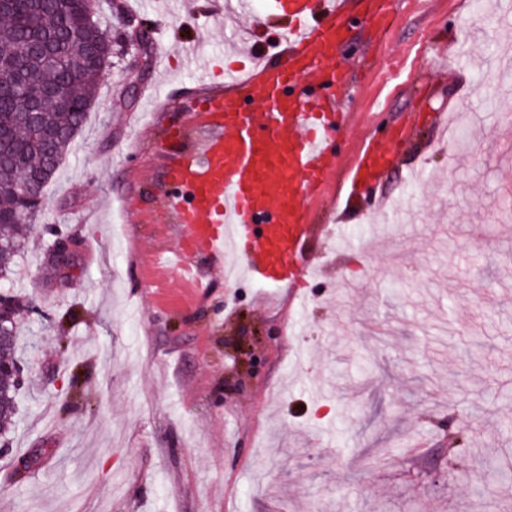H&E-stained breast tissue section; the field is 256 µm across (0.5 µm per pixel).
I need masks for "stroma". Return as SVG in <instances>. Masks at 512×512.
I'll use <instances>...</instances> for the list:
<instances>
[{
    "instance_id": "35a3bbf8",
    "label": "stroma",
    "mask_w": 512,
    "mask_h": 512,
    "mask_svg": "<svg viewBox=\"0 0 512 512\" xmlns=\"http://www.w3.org/2000/svg\"><path fill=\"white\" fill-rule=\"evenodd\" d=\"M107 19L118 63L45 192L11 285L25 365L18 423L0 457V512H512V84L493 99L478 65L512 60V8L393 0L379 37L355 0L339 51L352 160L368 138L394 163L376 187L337 172L347 251L313 238L306 288L197 278L157 262L180 242L151 164L183 127L196 78L224 58L221 0H118ZM144 57L129 55L137 26ZM454 108L457 140L433 115ZM81 242L68 274L46 259ZM467 446L448 458V414ZM392 449L390 467L375 462ZM26 461L21 482L11 476Z\"/></svg>"
}]
</instances>
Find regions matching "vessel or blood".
Returning a JSON list of instances; mask_svg holds the SVG:
<instances>
[{"instance_id":"1","label":"vessel or blood","mask_w":512,"mask_h":512,"mask_svg":"<svg viewBox=\"0 0 512 512\" xmlns=\"http://www.w3.org/2000/svg\"><path fill=\"white\" fill-rule=\"evenodd\" d=\"M349 0H262L259 18L278 23L279 50L251 71L215 67L199 82L197 136L168 161L164 209L179 226L178 262L199 253L268 288H295L312 276L307 245L316 232L309 204L336 169L335 141L349 130L338 109L351 74L338 61L351 15ZM222 84L211 87L213 79ZM393 163L369 144L354 167L361 182Z\"/></svg>"}]
</instances>
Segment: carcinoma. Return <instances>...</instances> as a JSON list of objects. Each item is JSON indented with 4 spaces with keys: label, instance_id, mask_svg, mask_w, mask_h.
<instances>
[{
    "label": "carcinoma",
    "instance_id": "cac0c4a2",
    "mask_svg": "<svg viewBox=\"0 0 512 512\" xmlns=\"http://www.w3.org/2000/svg\"><path fill=\"white\" fill-rule=\"evenodd\" d=\"M86 0H14L0 16V279L16 266V258L37 223L41 206L20 186L30 172L39 179L38 193L54 178L93 107L100 78L112 64V36ZM99 50L98 57L88 50ZM52 90L55 103L25 118L35 88ZM0 357L16 354L21 298H3ZM18 386L0 381V434L15 422ZM496 482L512 481V470L486 462Z\"/></svg>",
    "mask_w": 512,
    "mask_h": 512
}]
</instances>
